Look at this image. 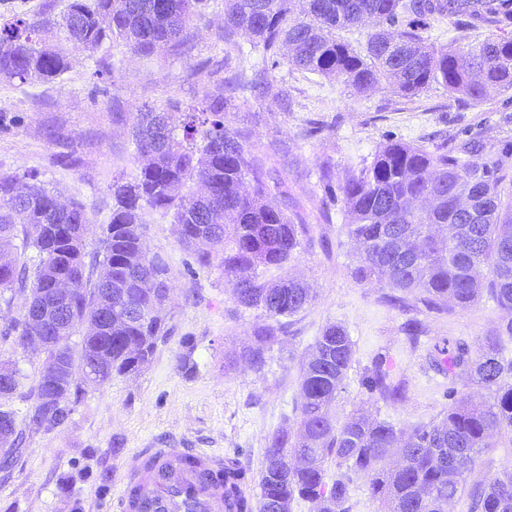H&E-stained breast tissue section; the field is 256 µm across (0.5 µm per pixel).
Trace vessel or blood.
<instances>
[{
	"instance_id": "b4317fda",
	"label": "vessel or blood",
	"mask_w": 512,
	"mask_h": 512,
	"mask_svg": "<svg viewBox=\"0 0 512 512\" xmlns=\"http://www.w3.org/2000/svg\"><path fill=\"white\" fill-rule=\"evenodd\" d=\"M110 512H232L224 455L207 448H143L128 454Z\"/></svg>"
}]
</instances>
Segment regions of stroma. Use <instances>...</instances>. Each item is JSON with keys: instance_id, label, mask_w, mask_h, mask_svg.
<instances>
[{"instance_id": "1", "label": "stroma", "mask_w": 512, "mask_h": 512, "mask_svg": "<svg viewBox=\"0 0 512 512\" xmlns=\"http://www.w3.org/2000/svg\"><path fill=\"white\" fill-rule=\"evenodd\" d=\"M70 2L0 0V24L21 19L36 26L39 41L69 62L52 81L0 80V113L17 119L0 130V174L36 175L62 201L83 204L85 244L94 251L99 227L112 211L113 178L137 170L130 136L137 112L147 106L171 109L178 126L184 107L201 105L215 91L213 72L225 57L224 7L222 0H209L204 18L191 30L188 53L165 48L145 58L109 39L93 48L73 42L62 25ZM428 34L435 46L446 48L481 40L487 32L472 29L458 15L432 22ZM270 77L287 90V105L245 97L238 123L250 130L254 148L272 142L287 148V163L274 169L288 191V208L306 221V234L288 265L266 269L263 277L291 274L309 286L312 303L291 317L287 336L267 350L262 369L253 368L242 353L253 343L255 326L265 322L264 313L237 308L223 268L199 267L180 245L171 218L146 211V246L169 266L168 336L138 373L113 377L101 388L83 387L62 423L37 427L29 422V389L39 379L42 356L22 349L10 332L24 314L25 298L0 301V363L20 369L27 387L8 403L25 442L10 469L0 470V512H107L125 456L141 448L220 449L241 462L250 494L258 495L265 439L295 427L300 363L327 325L344 326L354 345L336 417L359 410L408 429L439 418L449 404L448 380L429 364L434 347L461 340L478 350L486 336L512 320V312L486 294L442 313L409 294L402 312L384 301L381 286L355 282L351 270L358 253L345 232L343 203L326 193L319 170L322 161H331L336 184H343L390 140L432 149L451 136L478 131L510 149L512 89L488 88L485 99L475 102L436 85L407 101L384 84L358 94L341 76L311 74L285 62ZM116 112L125 113V120L114 121ZM312 119L326 121L330 131L306 136ZM51 129L60 141L49 140ZM409 318L424 329L414 349L400 330ZM379 353L406 381L398 403L371 399L361 386ZM185 355L191 367H183Z\"/></svg>"}]
</instances>
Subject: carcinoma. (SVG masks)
<instances>
[{
    "instance_id": "obj_1",
    "label": "carcinoma",
    "mask_w": 512,
    "mask_h": 512,
    "mask_svg": "<svg viewBox=\"0 0 512 512\" xmlns=\"http://www.w3.org/2000/svg\"><path fill=\"white\" fill-rule=\"evenodd\" d=\"M207 0H71L64 17L74 41L94 47L105 38L121 40L134 54L150 56L162 47L189 49L190 26ZM466 15L491 31L474 44L438 48L427 36V21ZM372 20L364 49L336 36ZM512 24L509 0H224V45L235 36L252 37L261 67L221 80L223 92L198 112L185 113L183 133L168 113L137 114L133 153L142 162L128 178L112 180V213L101 225L99 248L85 252L87 215L83 205L58 202L34 176H0V298L28 293L23 319L40 336L81 334L79 348L64 343L44 348L58 374L40 372L30 421L59 424L68 416L72 389L80 381L102 387L115 375L134 374L152 359L168 334L165 306L171 300L168 267L142 241V212L169 214L179 240L209 267L220 258L224 280L236 304L259 309L272 322L258 327L248 360L257 368L265 351L287 335L292 317L311 301L308 289L284 277L266 281L259 269L282 268L302 248L305 224L278 197L279 180L252 154L248 133L232 124L238 95L282 103L288 93L267 72L281 64L282 49L298 70L341 75L362 93L383 83L412 100L441 84L472 101L488 86L512 89V38L495 31ZM26 22L0 25V79L51 81L67 71L65 55L39 47ZM331 196L341 192L347 235L358 247L352 274L361 284L394 291L389 301L405 307L404 295H421L436 311L468 306L479 297V278L493 301L512 312V153L507 155L475 133L434 150L401 141L384 143L372 161L335 190L334 167L320 165ZM78 282L81 293L58 312L51 288L58 278ZM153 307L135 315L125 299ZM492 336L476 353L458 342L430 357L448 376L452 402L440 418L409 430L358 413L336 420L331 408L354 359L347 330L324 328L301 373L300 416L294 433L266 437L260 496L241 492L247 472L235 458L224 459V493L236 512H286L294 497L316 512H337L350 497L353 478L368 481L378 512H448L467 499L468 512H512V479L469 480L490 440L512 433V359ZM13 383L0 388V445L22 446L12 412L1 409L24 387L21 371L5 365ZM474 382L488 392L475 400L457 385ZM361 385L386 403L404 398L406 382L393 376L377 355ZM397 452L399 462L387 459ZM336 478L326 481V460Z\"/></svg>"
}]
</instances>
